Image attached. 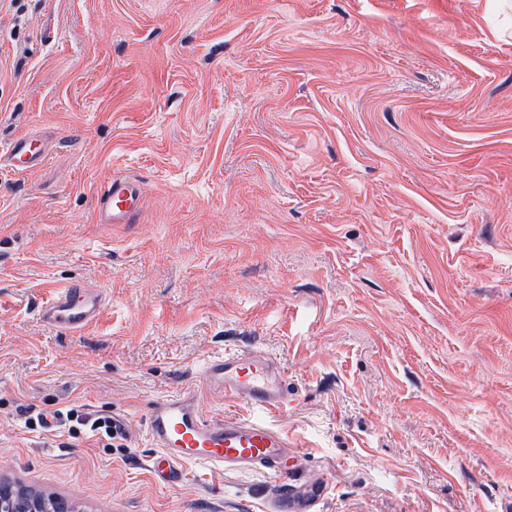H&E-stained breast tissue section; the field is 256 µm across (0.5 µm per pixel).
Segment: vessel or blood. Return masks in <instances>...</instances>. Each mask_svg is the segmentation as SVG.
<instances>
[{"mask_svg": "<svg viewBox=\"0 0 512 512\" xmlns=\"http://www.w3.org/2000/svg\"><path fill=\"white\" fill-rule=\"evenodd\" d=\"M44 155L40 140L20 138L8 150L18 170L34 168ZM141 186L136 179H111L97 196L95 219L100 224H131L138 213ZM103 291L72 283L50 287L39 311L50 328L79 332L102 314ZM202 377L213 393L241 401L253 410L251 418L230 420L206 416L197 391L185 389L152 401L146 432L154 453L148 469L156 483L176 487L185 479V467L201 464L216 470H263L282 474L288 455L286 437L260 419L270 410L288 406V377L269 354L249 350L208 358ZM324 493L320 485L297 478L284 482L272 512H311Z\"/></svg>", "mask_w": 512, "mask_h": 512, "instance_id": "b4317fda", "label": "vessel or blood"}]
</instances>
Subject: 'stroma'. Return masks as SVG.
Wrapping results in <instances>:
<instances>
[{"label":"stroma","mask_w":512,"mask_h":512,"mask_svg":"<svg viewBox=\"0 0 512 512\" xmlns=\"http://www.w3.org/2000/svg\"><path fill=\"white\" fill-rule=\"evenodd\" d=\"M0 480L78 512H268L278 479L159 487L149 405L273 353L317 512H512V0H0ZM132 224H99L111 178ZM104 289L77 333L49 285ZM122 419L125 447L56 411ZM43 155L44 151L40 140L28 137L17 139L8 150V158L19 171L34 168ZM140 183L129 177L111 178L97 196L95 219L99 224H132L138 213Z\"/></svg>","instance_id":"1"}]
</instances>
